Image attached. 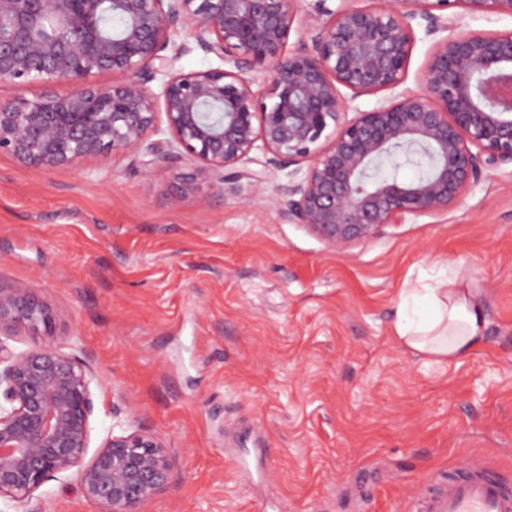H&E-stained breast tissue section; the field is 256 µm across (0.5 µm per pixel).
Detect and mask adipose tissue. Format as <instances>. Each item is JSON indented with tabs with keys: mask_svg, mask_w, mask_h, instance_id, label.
Returning <instances> with one entry per match:
<instances>
[{
	"mask_svg": "<svg viewBox=\"0 0 512 512\" xmlns=\"http://www.w3.org/2000/svg\"><path fill=\"white\" fill-rule=\"evenodd\" d=\"M429 314L417 322L400 321L398 336L407 346L438 358L459 357L482 342L486 321L482 305L465 278L447 279L432 289Z\"/></svg>",
	"mask_w": 512,
	"mask_h": 512,
	"instance_id": "obj_1",
	"label": "adipose tissue"
}]
</instances>
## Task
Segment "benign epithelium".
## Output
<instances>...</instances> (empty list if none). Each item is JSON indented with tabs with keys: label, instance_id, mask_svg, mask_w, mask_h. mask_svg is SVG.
<instances>
[{
	"label": "benign epithelium",
	"instance_id": "1",
	"mask_svg": "<svg viewBox=\"0 0 512 512\" xmlns=\"http://www.w3.org/2000/svg\"><path fill=\"white\" fill-rule=\"evenodd\" d=\"M107 1L124 19L117 36L96 25ZM300 2L0 0V86L44 87L32 99L0 101V153L53 170L146 148L169 165L198 161L223 193L235 194L231 169L263 150L268 166L295 167L276 187L288 220L332 248L371 239L407 214L446 210L484 174L512 165V30L455 32L446 14L512 16V0H340L335 9L314 0L305 38L290 52ZM418 18L427 34L446 36L429 55L423 92H399ZM186 25L224 67H176L179 54L165 51L171 32ZM258 66L267 67L265 99L245 77ZM158 78L156 93L149 83ZM59 84L74 89L59 94ZM344 89L353 98L393 95L349 118ZM419 152L431 159L423 177L374 174L384 160ZM189 194L200 206L209 202L189 182L170 206ZM52 324L30 285L0 289V499H28L75 468L84 497L101 512H141L167 486L176 459L143 429L113 433L88 455L86 365L52 341L19 351L7 343L24 333L50 336Z\"/></svg>",
	"mask_w": 512,
	"mask_h": 512
}]
</instances>
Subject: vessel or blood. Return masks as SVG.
Returning a JSON list of instances; mask_svg holds the SVG:
<instances>
[{
    "instance_id": "obj_1",
    "label": "vessel or blood",
    "mask_w": 512,
    "mask_h": 512,
    "mask_svg": "<svg viewBox=\"0 0 512 512\" xmlns=\"http://www.w3.org/2000/svg\"><path fill=\"white\" fill-rule=\"evenodd\" d=\"M412 512H512V478L460 457L447 480L414 499Z\"/></svg>"
}]
</instances>
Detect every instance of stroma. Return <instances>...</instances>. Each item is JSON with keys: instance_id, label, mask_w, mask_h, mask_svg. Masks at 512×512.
I'll return each mask as SVG.
<instances>
[{"instance_id": "1", "label": "stroma", "mask_w": 512, "mask_h": 512, "mask_svg": "<svg viewBox=\"0 0 512 512\" xmlns=\"http://www.w3.org/2000/svg\"><path fill=\"white\" fill-rule=\"evenodd\" d=\"M239 163L225 194L198 163L140 155L37 170L0 154V289L29 283L93 373L90 449L143 427L174 455L142 512H408L462 455L512 477V167L448 210L341 249L290 223ZM209 197L167 199L185 182ZM475 280L483 341L443 359L398 338L448 278ZM0 512H99L77 476Z\"/></svg>"}]
</instances>
